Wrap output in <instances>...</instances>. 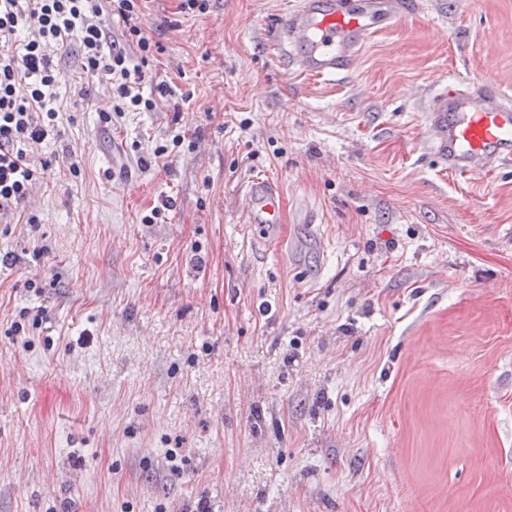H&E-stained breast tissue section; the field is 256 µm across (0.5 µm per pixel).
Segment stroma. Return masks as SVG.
<instances>
[{
  "label": "stroma",
  "instance_id": "35a3bbf8",
  "mask_svg": "<svg viewBox=\"0 0 512 512\" xmlns=\"http://www.w3.org/2000/svg\"><path fill=\"white\" fill-rule=\"evenodd\" d=\"M285 6L145 0L158 106L119 124L54 53L60 133L0 223V512H512V167L448 176L424 112L512 94V0H418L335 80L279 64ZM246 224L259 227V233L254 235V245L257 248H270L277 242L271 235V230L281 223L280 195L273 179L265 176H254L245 185L238 203Z\"/></svg>",
  "mask_w": 512,
  "mask_h": 512
}]
</instances>
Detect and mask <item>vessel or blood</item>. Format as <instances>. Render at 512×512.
<instances>
[{"label":"vessel or blood","mask_w":512,"mask_h":512,"mask_svg":"<svg viewBox=\"0 0 512 512\" xmlns=\"http://www.w3.org/2000/svg\"><path fill=\"white\" fill-rule=\"evenodd\" d=\"M417 0H289L272 20L270 36L287 67L312 77L350 71L369 37L417 9ZM428 145L449 174L466 177L512 164V96L490 79L465 88L448 82L427 101ZM238 208L257 226L254 245L268 248L280 222V195L273 179L252 177Z\"/></svg>","instance_id":"obj_1"}]
</instances>
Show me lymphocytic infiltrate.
<instances>
[{
    "label": "lymphocytic infiltrate",
    "mask_w": 512,
    "mask_h": 512,
    "mask_svg": "<svg viewBox=\"0 0 512 512\" xmlns=\"http://www.w3.org/2000/svg\"><path fill=\"white\" fill-rule=\"evenodd\" d=\"M141 0H0V220L28 197L39 171L33 145L57 135L59 76L51 55L71 40L82 49V69L104 77L112 88V121L129 112H149L156 103L144 96L139 64L151 41L139 25ZM122 19L124 35L136 52L107 50L103 14ZM27 37H20V30Z\"/></svg>",
    "instance_id": "f902f5d3"
}]
</instances>
